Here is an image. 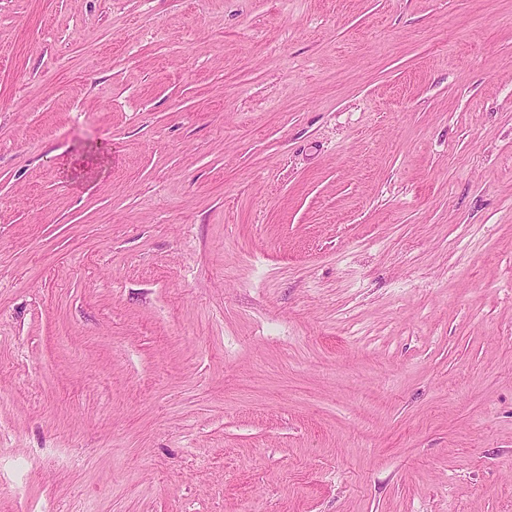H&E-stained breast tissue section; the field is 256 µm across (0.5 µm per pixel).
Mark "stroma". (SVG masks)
Masks as SVG:
<instances>
[{
	"instance_id": "35a3bbf8",
	"label": "stroma",
	"mask_w": 512,
	"mask_h": 512,
	"mask_svg": "<svg viewBox=\"0 0 512 512\" xmlns=\"http://www.w3.org/2000/svg\"><path fill=\"white\" fill-rule=\"evenodd\" d=\"M0 512H512V0H0Z\"/></svg>"
}]
</instances>
